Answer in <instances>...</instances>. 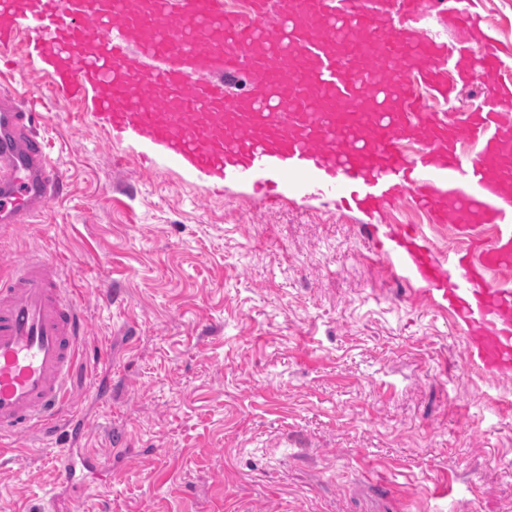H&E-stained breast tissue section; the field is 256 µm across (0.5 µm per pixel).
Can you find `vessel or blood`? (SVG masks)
Masks as SVG:
<instances>
[{
  "label": "vessel or blood",
  "mask_w": 512,
  "mask_h": 512,
  "mask_svg": "<svg viewBox=\"0 0 512 512\" xmlns=\"http://www.w3.org/2000/svg\"><path fill=\"white\" fill-rule=\"evenodd\" d=\"M447 17L459 42L474 33L462 0H290L275 11L253 0L241 19L224 0H0V54L20 34L51 68L54 95L84 104L114 136L148 143L173 165L214 180H266L270 197L318 185L364 213L406 195L439 222L492 224L491 242L453 258L414 224L385 234L406 271L452 310L470 340L469 360L488 375L512 370V289L488 280L512 263V90L488 111L468 113L480 151L457 152L455 125L425 108L404 74L433 97L500 71L502 48L486 36L449 82L443 44L422 37L432 15ZM248 72L251 91L234 100L225 81ZM34 113L0 99V223L24 224L62 197L64 174ZM426 135L409 153L401 135ZM82 318L59 273L29 256L0 273V435L57 424L68 446L55 481L83 491L105 470L82 448L86 424L56 421L77 361Z\"/></svg>",
  "instance_id": "vessel-or-blood-1"
}]
</instances>
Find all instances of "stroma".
<instances>
[{
	"label": "stroma",
	"instance_id": "1",
	"mask_svg": "<svg viewBox=\"0 0 512 512\" xmlns=\"http://www.w3.org/2000/svg\"><path fill=\"white\" fill-rule=\"evenodd\" d=\"M501 81L431 107L464 117ZM0 90L43 114L67 177L61 200L0 235V267L43 256L79 304L65 409L112 462L75 503L52 489L58 440L16 437L0 512H512V374L470 364L448 309L374 243V228L419 224L447 252L464 241L455 223L405 196L369 216L321 187L273 203L213 184L112 138L26 60Z\"/></svg>",
	"mask_w": 512,
	"mask_h": 512
}]
</instances>
